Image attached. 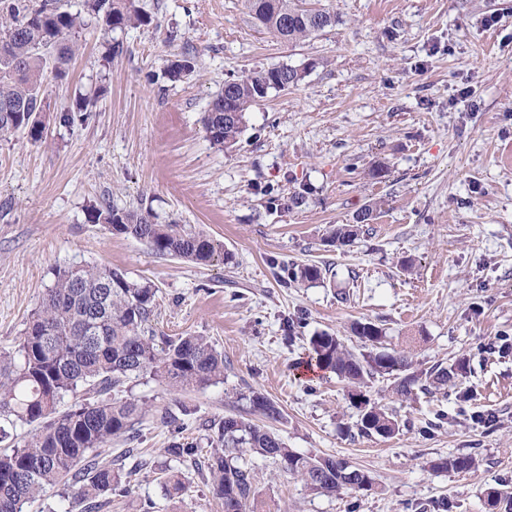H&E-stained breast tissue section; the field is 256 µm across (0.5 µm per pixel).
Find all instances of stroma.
Here are the masks:
<instances>
[{"instance_id":"1","label":"stroma","mask_w":512,"mask_h":512,"mask_svg":"<svg viewBox=\"0 0 512 512\" xmlns=\"http://www.w3.org/2000/svg\"><path fill=\"white\" fill-rule=\"evenodd\" d=\"M336 16L288 43L253 24L244 0H139L150 24L116 31L106 59L97 23L64 78L47 74L52 118L42 142L0 140V350H15L59 267L94 264L157 290L160 334L210 337L223 381L171 392L150 378L119 398L146 405L136 440H114L149 466L110 512H224L204 472L171 457L166 416L206 458L216 425L241 412L239 394L272 400L279 420L253 422L302 454L368 470V491L316 494L253 456L249 512H487L485 491L512 484V0H319ZM176 40H168L169 30ZM194 73L165 78L168 60ZM304 71L247 114L234 149L208 140L201 116L230 78L278 65ZM95 97L86 122L57 116ZM151 208L223 242L226 260L156 256L129 236L88 223L89 205ZM371 209L352 246L327 242ZM314 264L313 285L281 287L274 264ZM299 320L286 336L287 319ZM383 329L425 371L466 358L462 381L398 400L393 379L367 394L402 425L361 436L360 412L336 375L307 370L309 340L327 331L358 347L354 321ZM475 454L468 472H435L437 457ZM189 490L166 498L161 472Z\"/></svg>"}]
</instances>
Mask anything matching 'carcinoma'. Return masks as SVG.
Returning <instances> with one entry per match:
<instances>
[{
  "label": "carcinoma",
  "instance_id": "carcinoma-1",
  "mask_svg": "<svg viewBox=\"0 0 512 512\" xmlns=\"http://www.w3.org/2000/svg\"><path fill=\"white\" fill-rule=\"evenodd\" d=\"M251 17L274 37L296 42L336 22L324 7L307 0H245ZM91 19L101 20L109 31L146 25L150 18L137 0H85L84 13L62 8L61 0H0V140L25 130L35 142L43 140L49 106L44 95L47 71L66 75L79 49L81 31ZM193 71L192 63L176 60L166 69L176 82ZM277 68L254 72L240 79L232 102L220 93L209 104L203 126L218 148L234 146L242 125L224 122L231 106L247 113L266 98L262 87L276 89ZM95 101L81 98L76 109L61 113L59 122L84 121ZM370 211L360 213L355 224L334 228L331 242L350 245L362 232ZM88 220L111 232L145 242L157 255L209 263L224 254V244L201 231L180 224H158L149 208L119 209L104 201L88 207ZM322 278L316 265L280 267L279 282L315 283ZM157 289L130 280L124 273L96 265L59 268L51 288L39 299L18 350H0V417L32 427L20 447L0 452V512H24L26 504L64 484L71 489L65 512H107L112 497L132 493L131 476L143 466L130 468L104 460L112 440L135 438V425L145 412L135 398H109L110 392L143 377L172 390L203 387L224 375V355L205 336L157 339L151 324ZM351 332L361 343L355 351L340 337L320 332L310 338L315 366L336 374L349 386L350 403L359 408V431L366 436L390 438L400 431L397 418L370 401L363 391L376 375L394 378L393 394L408 399L414 388L438 390L466 374V362L429 370H412L403 351L388 347L382 329L357 321ZM93 394L97 399L84 398ZM75 399L67 409L65 396ZM252 411L266 418L281 417L278 407L261 393L240 395ZM217 443L204 468L224 512H246L254 497L251 470L240 462L239 449L279 463L314 493L341 490L367 491L374 479L369 471L335 456L298 453L281 437L252 423L243 415H229L218 423ZM477 456L440 457L430 461L436 471L466 472L478 466ZM163 485L170 498L187 490L182 474L164 470ZM492 512H512V487H491L486 492Z\"/></svg>",
  "mask_w": 512,
  "mask_h": 512
}]
</instances>
